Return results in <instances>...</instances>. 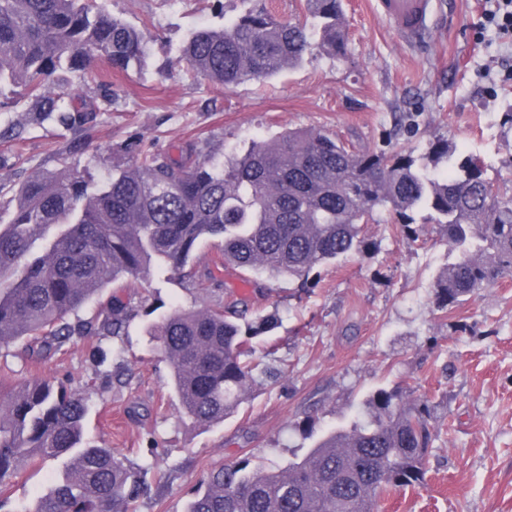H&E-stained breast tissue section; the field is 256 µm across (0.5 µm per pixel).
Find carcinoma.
Masks as SVG:
<instances>
[{
    "label": "carcinoma",
    "mask_w": 512,
    "mask_h": 512,
    "mask_svg": "<svg viewBox=\"0 0 512 512\" xmlns=\"http://www.w3.org/2000/svg\"><path fill=\"white\" fill-rule=\"evenodd\" d=\"M320 47L346 51L341 0H306ZM307 27L275 20L263 0L220 30L195 31L182 60L195 77L221 86L271 77L299 64ZM141 31L90 0H0V85L24 89L31 111L65 125L100 108L48 86L61 72L85 82L106 62L142 66ZM0 216V346L24 342L32 362L75 336L92 334L78 313L109 284L178 273L203 241L224 264L307 284L318 267L357 250L361 224L386 210L412 236L416 215L438 225L459 251L434 284L439 307L463 303L512 272V197L484 176L479 159L446 140L427 156L401 149L355 152L311 130L255 142L217 164L192 148L140 153L126 170L94 184L77 174L35 175ZM127 307L114 295L100 326L124 329ZM273 314L245 319L238 303L176 308L156 326L183 412L214 425L238 412L260 363L251 340L276 328ZM370 412L318 440L285 471L225 466L214 471L185 512H378L392 490L425 481L432 442L430 407L403 389H381ZM88 400L62 383L33 378L0 386V485L48 459H68L29 512H134L142 483L109 448L85 437Z\"/></svg>",
    "instance_id": "1"
}]
</instances>
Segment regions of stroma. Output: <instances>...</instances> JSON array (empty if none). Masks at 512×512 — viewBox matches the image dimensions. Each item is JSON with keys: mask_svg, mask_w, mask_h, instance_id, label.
<instances>
[{"mask_svg": "<svg viewBox=\"0 0 512 512\" xmlns=\"http://www.w3.org/2000/svg\"><path fill=\"white\" fill-rule=\"evenodd\" d=\"M145 35L141 69L113 71L105 87L64 72V86L112 108L65 127L40 120L0 89V211L16 204L29 177L70 170L97 182L129 167L138 151L194 146L223 162L252 142L291 129L314 130L358 150L404 147L426 153L448 141L474 155L501 194L512 195V86L500 82L512 38L483 20L484 0H433L430 29L405 41L377 17L373 0H343L344 58L312 46L302 62L263 81L222 88L187 73L180 49L201 28H223L251 0H95ZM368 248L319 267L307 286L272 281L198 248L184 273L103 288L80 312L100 324L112 295L130 311L118 336L76 337L33 364L20 345L0 349L13 384L37 375L88 399L86 434L112 449L147 487L135 512H185L221 467L284 468L329 430L346 427L374 391L403 386L428 402L434 439L424 485L385 497L382 512H512V274L463 304L439 309L433 285L452 262L437 225L404 234L388 212L363 225ZM274 314L279 325L255 338L263 374L238 413L203 427L182 416L171 367L154 326L173 306L231 301ZM59 475L56 462L13 478L0 512H29Z\"/></svg>", "mask_w": 512, "mask_h": 512, "instance_id": "obj_1", "label": "stroma"}]
</instances>
